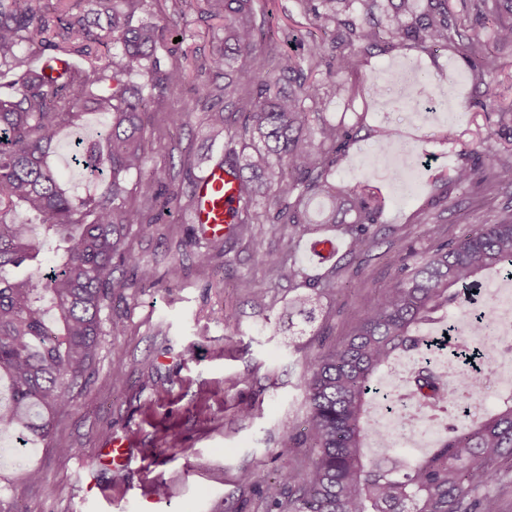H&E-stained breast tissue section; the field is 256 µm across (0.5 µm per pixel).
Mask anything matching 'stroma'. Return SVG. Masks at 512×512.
Wrapping results in <instances>:
<instances>
[{
  "instance_id": "stroma-1",
  "label": "stroma",
  "mask_w": 512,
  "mask_h": 512,
  "mask_svg": "<svg viewBox=\"0 0 512 512\" xmlns=\"http://www.w3.org/2000/svg\"><path fill=\"white\" fill-rule=\"evenodd\" d=\"M216 25L197 6L185 8L182 94L154 101L144 116L148 131L174 148L147 164L162 176L174 175L170 158L224 154L223 141L202 138L204 113H191L182 127L169 123L182 96L208 78L200 66L216 49ZM409 60L421 64L425 78L407 104L383 77ZM339 80L347 97L328 99L309 123L360 126L333 182L366 185L384 197L378 247L352 261L345 225L313 224L292 239L281 225L265 224L260 236L246 231L224 238L220 254L202 264L196 255L212 253L211 239L176 205L167 223L131 232L132 248L153 266L155 279L115 289L112 312L122 326L103 337L88 385L57 419L51 446L0 440V505L7 512H267L277 472H304L315 456L309 440L287 434L302 429L308 415L300 389L305 369L346 338L395 276L388 249L410 245L426 256L442 241L461 240L512 215L511 169L490 171L464 189L442 183L486 134L461 56L442 46L401 47L373 54ZM102 123L92 113L83 127L66 128L52 156L81 192L87 183L67 152ZM447 124L457 131L456 143L442 138ZM383 127L396 132L389 151L379 148ZM436 195L440 203L430 206ZM190 236L192 253L181 246ZM325 239L341 249L320 263L308 247ZM268 249L296 265L295 279L277 278L258 260V251ZM175 262L186 274L171 285L164 276ZM257 285L265 289L260 305L250 295ZM245 408L251 411L246 419ZM173 432L180 438L176 449L168 445ZM116 439L127 443L130 460L110 470L98 456ZM63 447L69 455H60ZM26 468L38 470L40 481H27ZM158 485L163 494H155Z\"/></svg>"
}]
</instances>
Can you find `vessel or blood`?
<instances>
[{
	"label": "vessel or blood",
	"instance_id": "vessel-or-blood-1",
	"mask_svg": "<svg viewBox=\"0 0 512 512\" xmlns=\"http://www.w3.org/2000/svg\"><path fill=\"white\" fill-rule=\"evenodd\" d=\"M238 205V183L222 160L212 161L197 179L191 223L201 225L210 237L233 232L232 213Z\"/></svg>",
	"mask_w": 512,
	"mask_h": 512
}]
</instances>
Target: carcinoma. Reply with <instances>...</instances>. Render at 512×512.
Here are the masks:
<instances>
[{"instance_id":"cac0c4a2","label":"carcinoma","mask_w":512,"mask_h":512,"mask_svg":"<svg viewBox=\"0 0 512 512\" xmlns=\"http://www.w3.org/2000/svg\"><path fill=\"white\" fill-rule=\"evenodd\" d=\"M494 7L488 8V2ZM207 13L224 20V39L204 63L212 79L170 113L175 126L192 112L207 113L210 136L224 139V165L236 172L239 204L235 224H288L294 232L311 223L305 201L331 200L323 223L354 213L350 256L357 259L379 244L377 225L384 200L368 188H340L332 169L352 140L331 123L319 128L318 146L303 145L307 114L320 111L325 96L345 86L308 80L323 67L330 76L353 72L373 50L399 45L454 49L468 63L473 81L489 85L495 67L492 46L448 12V0L392 4L395 23L376 20L380 0H299L330 42L306 43L277 26L267 0H203ZM491 23L494 41L512 42V0H470ZM150 0H95L108 26L94 31L72 0L35 7L32 0H0V73L12 74L0 93V378L10 381L12 399L0 402V434H31L47 445L57 417L68 413L86 382L100 348L104 326L116 328L112 289L154 279L153 268L127 242L134 229L163 223L178 200L171 183L146 171L151 155L170 153L147 135L143 115L155 96L184 86L183 66L172 59L171 39L183 36L182 12L161 27L140 22ZM295 45V53L282 44ZM121 51L112 52V46ZM80 57L87 66L51 80L33 61ZM226 82L220 84L218 80ZM482 106L495 117L475 162L453 170L450 184L470 185L489 167L506 164L490 145L512 139V108L497 105L486 90ZM93 110L107 122L96 139L73 156L92 189L72 191L50 161L66 126ZM272 194L273 207L259 214L257 197ZM53 255L49 270L24 276L21 266ZM258 258L291 281L297 268L274 251ZM133 270L136 281H116L113 260ZM399 275L364 311L350 335L310 361L302 378L309 416L306 436L315 459L298 475L280 473L270 512H501L494 488L500 463L512 461V394L482 415L459 419L461 404L480 396L484 376L463 367L458 383L428 363L408 378L410 398L425 415L448 416L445 437L430 454L410 464L394 452L367 453L369 406L378 375L398 354L411 358L425 348L421 331L444 321L450 309L478 289L485 271L512 275V217L482 224L463 240L444 243L424 261L412 250L390 255ZM456 386L453 392L448 391Z\"/></svg>"}]
</instances>
